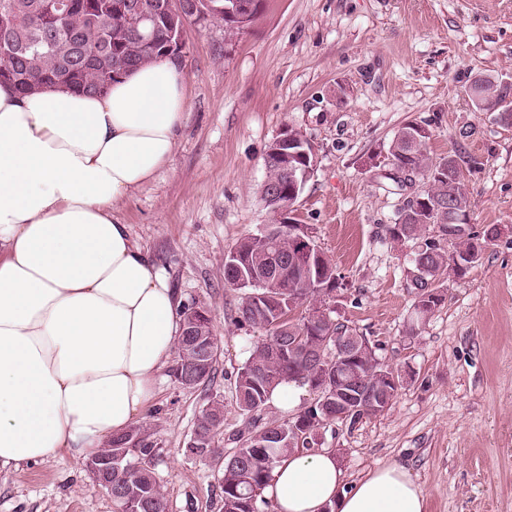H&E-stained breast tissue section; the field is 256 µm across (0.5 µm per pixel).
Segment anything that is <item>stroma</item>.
<instances>
[{"mask_svg": "<svg viewBox=\"0 0 512 512\" xmlns=\"http://www.w3.org/2000/svg\"><path fill=\"white\" fill-rule=\"evenodd\" d=\"M188 108L174 151L116 214L163 270L181 306L208 310L218 354L210 381L181 386L163 369L139 417L170 512H220V465L187 449L202 409L224 406L216 447L233 451L255 421L234 384L264 332L239 325L243 292L224 257L270 215L264 157L283 131L312 144L316 163L294 204L299 223L345 286L334 316L372 343L404 383L381 414L322 428L346 483L404 465L427 512H512V126L476 111V76L512 75V0H263L231 38L189 26ZM416 122L429 153L455 156L476 230L497 238L444 302L417 322L406 249L388 228L412 196L386 178L394 132ZM0 512H116L84 461L58 454L0 471Z\"/></svg>", "mask_w": 512, "mask_h": 512, "instance_id": "stroma-1", "label": "stroma"}]
</instances>
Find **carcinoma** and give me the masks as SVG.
<instances>
[{"instance_id": "cac0c4a2", "label": "carcinoma", "mask_w": 512, "mask_h": 512, "mask_svg": "<svg viewBox=\"0 0 512 512\" xmlns=\"http://www.w3.org/2000/svg\"><path fill=\"white\" fill-rule=\"evenodd\" d=\"M45 0H12V11L0 10V81L13 84L20 92L30 93L47 83H60L96 93L104 80L114 81L126 72L165 56L167 29L175 25L201 22H222L228 35L235 36L231 27L234 19L224 13L227 0H210L208 16L187 22L163 14L156 24L137 28L127 24L125 14L115 5L124 3L152 12L160 0H70L74 7L65 15L46 12ZM410 124L400 127L387 147L392 164L424 180L421 197L426 203L412 210L404 220L388 229L394 244L413 242L420 251L426 268V278L418 287L456 275L464 276L452 265L455 257H464L475 250L481 252L490 241L478 242L474 226L454 237H448V199L452 198L471 209V201L459 165L451 156L433 159L427 143L410 145L405 132ZM294 249L288 237L266 247L255 235L242 238L231 251L233 259L245 274L264 271L276 266L277 256ZM302 281L293 272L282 277L276 288H250L238 307V321L262 328L265 342L256 346L247 362L237 372L235 398L238 408L246 413L258 412L267 405L270 392L276 386L289 383L313 384L316 370L307 364L302 352L293 348L299 342L322 348L329 333L344 331L349 343L361 347L367 339L352 327L339 322L308 325L305 316H289V312L305 303H317L318 286L333 284L340 279L336 267L329 261L308 269ZM294 306H289L288 301ZM183 329L191 335H179L175 349L177 362L174 376L178 382L196 387L211 379L217 359V339L212 319L205 309L184 310ZM321 365L331 383L336 378L349 379L354 372L374 380L372 356L364 351L348 362L349 369L336 371V360L322 352ZM336 421L313 401L294 417L267 423L260 433L270 436L267 448L254 447V435H249L231 456L214 446L215 431L224 423V408L214 400L202 411L192 439L200 446L188 450L204 461L221 463L222 512H258L257 500L270 479L274 465L284 456L307 448L299 445L291 426L302 423L320 428ZM104 455L112 457V501L117 512H169L165 493L151 468L150 460L156 448L145 436V430L135 427L112 438Z\"/></svg>"}]
</instances>
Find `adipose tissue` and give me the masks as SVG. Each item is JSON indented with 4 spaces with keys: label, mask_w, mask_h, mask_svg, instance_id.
Wrapping results in <instances>:
<instances>
[{
    "label": "adipose tissue",
    "mask_w": 512,
    "mask_h": 512,
    "mask_svg": "<svg viewBox=\"0 0 512 512\" xmlns=\"http://www.w3.org/2000/svg\"><path fill=\"white\" fill-rule=\"evenodd\" d=\"M187 106L168 58L101 94L0 84V468L88 458L151 404L178 301L115 208L167 164ZM263 495L274 512H426L405 466L348 488L331 450L282 458Z\"/></svg>",
    "instance_id": "adipose-tissue-1"
}]
</instances>
